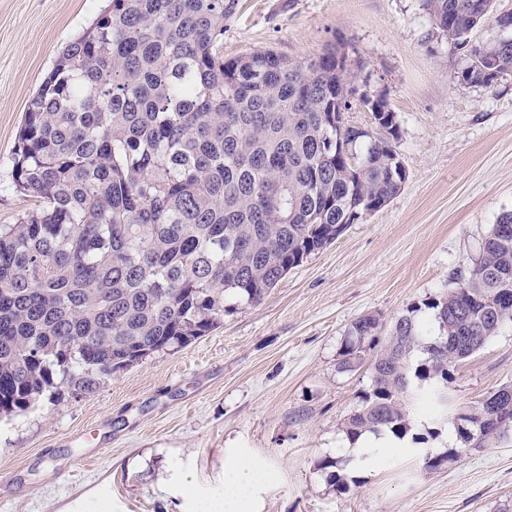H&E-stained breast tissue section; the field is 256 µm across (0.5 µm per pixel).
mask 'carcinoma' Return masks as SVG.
Here are the masks:
<instances>
[{
    "label": "carcinoma",
    "instance_id": "cac0c4a2",
    "mask_svg": "<svg viewBox=\"0 0 512 512\" xmlns=\"http://www.w3.org/2000/svg\"><path fill=\"white\" fill-rule=\"evenodd\" d=\"M235 0H108L28 101L16 190L36 201L0 224V418L67 386L90 393L116 373L198 339L224 321L225 294L253 303L346 228L396 195L407 171L396 115L337 134L342 80L365 106L348 56L271 51L224 59ZM463 57L460 87L512 74V11L497 0H424ZM493 21L501 37L473 41ZM355 164H350V161ZM439 299L407 310L371 364L346 436L407 434L413 398L442 412L449 367L512 323V212ZM435 321L427 337L421 316ZM371 316L351 326L339 368L375 349ZM424 360L409 364L415 351ZM512 427V385L458 409L459 448L421 455L426 470L485 448L477 423ZM320 469L349 487L339 460Z\"/></svg>",
    "mask_w": 512,
    "mask_h": 512
}]
</instances>
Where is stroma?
I'll return each mask as SVG.
<instances>
[{"label": "stroma", "mask_w": 512, "mask_h": 512, "mask_svg": "<svg viewBox=\"0 0 512 512\" xmlns=\"http://www.w3.org/2000/svg\"><path fill=\"white\" fill-rule=\"evenodd\" d=\"M106 0H0V224L32 208L13 186L25 105L59 52ZM346 52L368 94L401 127V191L255 303L225 301L224 322L182 349L112 375L90 394L0 420V512H201L223 499L224 466L271 473L253 512H501L512 504V445L460 453L427 471L416 453L351 467L337 491L318 463L348 459L343 421L370 369L338 370L351 324L379 336L407 308L446 294L498 217L512 211V74L460 87L463 64L423 0H236L224 56ZM512 385V324L453 364V406Z\"/></svg>", "instance_id": "35a3bbf8"}]
</instances>
